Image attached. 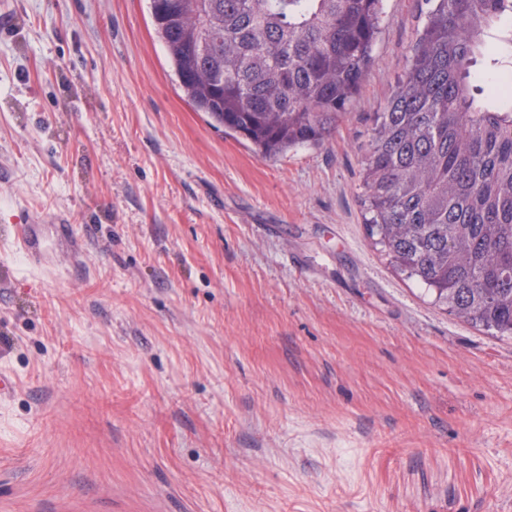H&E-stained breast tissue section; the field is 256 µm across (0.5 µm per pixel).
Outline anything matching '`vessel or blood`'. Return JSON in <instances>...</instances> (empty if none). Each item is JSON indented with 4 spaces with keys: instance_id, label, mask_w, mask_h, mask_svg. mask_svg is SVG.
Here are the masks:
<instances>
[{
    "instance_id": "b4317fda",
    "label": "vessel or blood",
    "mask_w": 512,
    "mask_h": 512,
    "mask_svg": "<svg viewBox=\"0 0 512 512\" xmlns=\"http://www.w3.org/2000/svg\"><path fill=\"white\" fill-rule=\"evenodd\" d=\"M15 235L23 253L41 265L53 264L60 255L74 262L84 255V240L76 237L69 224L60 218L52 224L19 225Z\"/></svg>"
}]
</instances>
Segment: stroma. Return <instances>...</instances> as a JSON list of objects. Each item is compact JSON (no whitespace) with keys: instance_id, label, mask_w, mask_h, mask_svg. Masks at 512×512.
<instances>
[{"instance_id":"obj_1","label":"stroma","mask_w":512,"mask_h":512,"mask_svg":"<svg viewBox=\"0 0 512 512\" xmlns=\"http://www.w3.org/2000/svg\"><path fill=\"white\" fill-rule=\"evenodd\" d=\"M422 2L269 159L189 104L146 0H0V512H512V338L362 221ZM36 212L79 262L25 257Z\"/></svg>"}]
</instances>
